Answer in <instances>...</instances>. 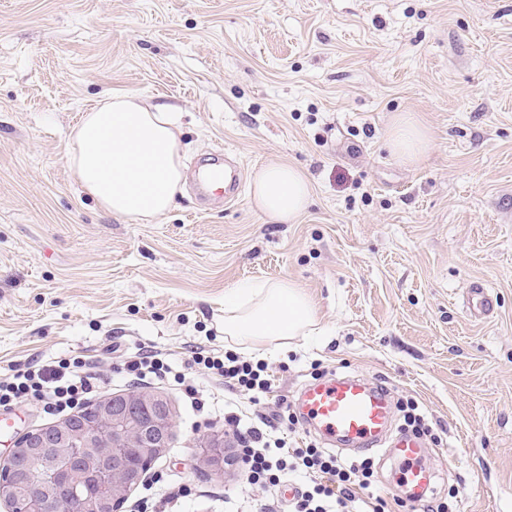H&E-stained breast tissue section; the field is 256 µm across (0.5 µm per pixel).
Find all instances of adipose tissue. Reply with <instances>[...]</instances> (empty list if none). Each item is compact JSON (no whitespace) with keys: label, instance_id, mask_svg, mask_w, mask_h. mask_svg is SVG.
<instances>
[{"label":"adipose tissue","instance_id":"1","mask_svg":"<svg viewBox=\"0 0 512 512\" xmlns=\"http://www.w3.org/2000/svg\"><path fill=\"white\" fill-rule=\"evenodd\" d=\"M180 124L170 107L135 95H115L87 109L75 129L67 160L84 189L109 213L139 222L164 216L183 184ZM403 162L430 149L426 129L398 117L390 137ZM311 187L297 167L270 161L251 181L250 204L277 224H292L311 202ZM318 320L306 294L292 282L263 280L224 291V336L261 349L288 346L312 335Z\"/></svg>","mask_w":512,"mask_h":512}]
</instances>
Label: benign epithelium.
I'll return each instance as SVG.
<instances>
[{"instance_id": "1", "label": "benign epithelium", "mask_w": 512, "mask_h": 512, "mask_svg": "<svg viewBox=\"0 0 512 512\" xmlns=\"http://www.w3.org/2000/svg\"><path fill=\"white\" fill-rule=\"evenodd\" d=\"M172 432V408L163 393L137 389L105 397L95 404L90 417L78 411L72 418L40 425L20 436L8 457L0 461V500L7 502L18 491L22 450L52 448L53 468L27 481L28 512H46V504L60 486L69 491L70 512H98V499L109 501L112 512H118L137 479L136 471L141 469V465L129 460L126 451L141 448L148 453L153 448H163ZM226 460L230 456L226 455L224 444L208 441L198 462L219 474ZM79 471L90 482H76L74 477Z\"/></svg>"}]
</instances>
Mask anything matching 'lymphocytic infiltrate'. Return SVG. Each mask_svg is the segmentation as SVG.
I'll list each match as a JSON object with an SVG mask.
<instances>
[{
  "label": "lymphocytic infiltrate",
  "instance_id": "obj_1",
  "mask_svg": "<svg viewBox=\"0 0 512 512\" xmlns=\"http://www.w3.org/2000/svg\"><path fill=\"white\" fill-rule=\"evenodd\" d=\"M192 362L248 397L249 408L228 412L224 419L232 428L238 460L250 484L271 491L284 478L302 479L303 486L293 497L289 512H349L353 506L363 512H387V501L371 490L369 460H347L313 445H291L295 419L287 406H280L270 417L260 411L262 396L272 388L264 363L246 360L232 350L209 355L198 352ZM114 370L136 381H165L184 387L194 409L201 412L208 406L186 375L157 352L139 351L115 365ZM98 382L93 363L81 356L17 364L0 379V407L30 402L44 414L64 415L81 408Z\"/></svg>",
  "mask_w": 512,
  "mask_h": 512
}]
</instances>
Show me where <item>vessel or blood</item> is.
I'll use <instances>...</instances> for the list:
<instances>
[{
    "label": "vessel or blood",
    "instance_id": "obj_1",
    "mask_svg": "<svg viewBox=\"0 0 512 512\" xmlns=\"http://www.w3.org/2000/svg\"><path fill=\"white\" fill-rule=\"evenodd\" d=\"M241 182L239 169H225L221 158L214 157L196 174L195 192L202 199L221 196L231 201ZM468 303L472 314L483 318L496 306L493 295L480 282L472 284ZM298 407L325 443H337L355 453L390 445L405 465L401 484L410 504H419L432 491L435 473L421 462L423 437L389 434L393 406L387 389L357 377H326L299 389Z\"/></svg>",
    "mask_w": 512,
    "mask_h": 512
}]
</instances>
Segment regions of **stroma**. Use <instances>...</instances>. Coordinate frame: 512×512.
Segmentation results:
<instances>
[{
	"label": "stroma",
	"instance_id": "1",
	"mask_svg": "<svg viewBox=\"0 0 512 512\" xmlns=\"http://www.w3.org/2000/svg\"><path fill=\"white\" fill-rule=\"evenodd\" d=\"M124 93L178 112L185 175L216 153L240 166L239 196L186 184L158 221L105 212L67 153L85 110ZM401 114L432 141L412 166L387 146ZM271 160L312 184L296 223L250 204ZM254 279L302 288L322 329L252 353L267 414L321 374L375 382L436 434L431 501L512 512V0H0V371L81 355L101 398L136 389L112 366L148 347L237 401L189 359L230 348L224 291ZM475 282L490 318L468 314ZM159 390L171 444L122 512H258L271 494L240 466L194 467L223 416Z\"/></svg>",
	"mask_w": 512,
	"mask_h": 512
}]
</instances>
